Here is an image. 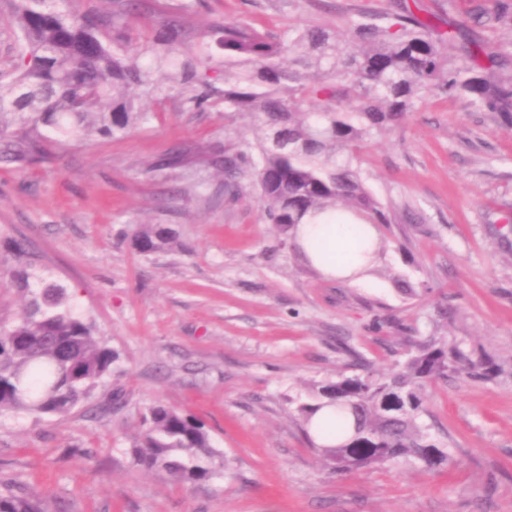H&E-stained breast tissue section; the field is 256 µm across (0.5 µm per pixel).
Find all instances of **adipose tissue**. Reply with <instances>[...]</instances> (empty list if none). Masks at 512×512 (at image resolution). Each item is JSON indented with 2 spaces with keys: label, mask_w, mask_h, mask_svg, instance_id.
Returning a JSON list of instances; mask_svg holds the SVG:
<instances>
[{
  "label": "adipose tissue",
  "mask_w": 512,
  "mask_h": 512,
  "mask_svg": "<svg viewBox=\"0 0 512 512\" xmlns=\"http://www.w3.org/2000/svg\"><path fill=\"white\" fill-rule=\"evenodd\" d=\"M363 230V224L357 222L324 224L308 216L296 226L295 242L324 279L362 281L369 277L368 270L356 258Z\"/></svg>",
  "instance_id": "obj_1"
}]
</instances>
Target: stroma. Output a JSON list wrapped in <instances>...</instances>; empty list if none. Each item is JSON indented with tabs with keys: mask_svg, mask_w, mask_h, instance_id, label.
Returning <instances> with one entry per match:
<instances>
[{
	"mask_svg": "<svg viewBox=\"0 0 512 512\" xmlns=\"http://www.w3.org/2000/svg\"><path fill=\"white\" fill-rule=\"evenodd\" d=\"M391 2L193 0L184 23L220 66L223 50L202 36L211 25L277 33ZM144 105L151 123L128 134L49 144L23 171L0 163V279L25 238L32 272L67 287L116 355L99 394L123 395L104 415L88 404L61 420L1 415L0 481L40 494L44 512H512V126L437 92L362 142L360 172L394 218L364 285L323 279L280 247L253 196H219L214 170L144 174L182 144L255 142L251 116L194 108L176 90ZM201 182L206 199L191 198ZM140 222L172 225L181 249L139 253L122 233ZM400 276L417 296L397 290ZM432 337L495 366L426 389L423 421L456 465L325 467L293 402L347 371L337 342L386 371ZM157 401L200 418L232 476L182 486L134 467L139 414Z\"/></svg>",
	"mask_w": 512,
	"mask_h": 512,
	"instance_id": "obj_1",
	"label": "stroma"
}]
</instances>
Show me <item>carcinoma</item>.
<instances>
[{
    "instance_id": "carcinoma-1",
    "label": "carcinoma",
    "mask_w": 512,
    "mask_h": 512,
    "mask_svg": "<svg viewBox=\"0 0 512 512\" xmlns=\"http://www.w3.org/2000/svg\"><path fill=\"white\" fill-rule=\"evenodd\" d=\"M191 7L180 4L131 53L125 44L136 0H116L105 16L90 10L37 14L31 0H16L23 48L11 72L0 74V158L23 170L46 159L50 138L58 145L78 144L149 123L153 113L139 107L129 90L163 94L154 73L166 69L169 88L194 106L256 115L260 160L254 162L249 144H226L222 151L183 146L146 172L219 170L224 201L256 191L265 220L293 248V229L308 214L344 210L370 224L392 223L355 167L357 151L367 138L403 121L428 94L459 91L484 111L512 120V53L467 38L461 24L442 29L427 23L398 0L386 11H361L342 30L290 27L272 34L249 22L217 26L209 36L224 50L222 87L207 75L215 71L212 59L187 44L181 14ZM472 19L479 27L512 31V0L479 5ZM89 21L111 30L112 43ZM452 48L463 64H451ZM128 237L138 252L151 254L171 249L177 232L164 224H135ZM32 278L24 266L9 275L8 287L26 294V302L13 325L0 323V414L62 419L95 397L115 355L94 338L93 325L72 311L65 286L50 282L34 289ZM342 351L359 372L314 384L313 401L297 406L306 424L325 407L351 417L345 441L311 444L329 469L344 474L387 463L452 466L447 445L420 422L426 387L450 373L487 378V362H473L461 343L444 339L418 344L388 372L365 365L348 346ZM130 455L135 466L189 485L229 470L204 422L160 402L143 414ZM0 512L42 510L35 495L8 483L0 490Z\"/></svg>"
}]
</instances>
